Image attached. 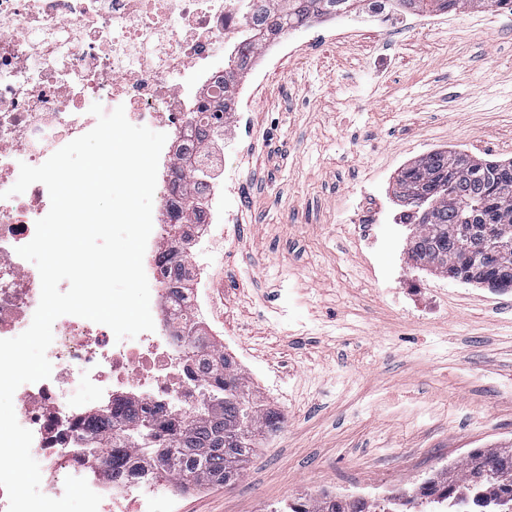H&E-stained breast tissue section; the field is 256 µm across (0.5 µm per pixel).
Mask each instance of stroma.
Masks as SVG:
<instances>
[{
	"mask_svg": "<svg viewBox=\"0 0 512 512\" xmlns=\"http://www.w3.org/2000/svg\"><path fill=\"white\" fill-rule=\"evenodd\" d=\"M282 54L239 102L243 186L233 254L216 253L224 302L253 324L241 348L278 372L267 398L282 429L242 476L178 497L176 512H273L329 488L411 490L437 462L512 448V292L418 270L392 187L437 149L512 159V14L449 15L425 30L340 29ZM384 205L383 248L367 261L348 218L361 190ZM404 267L441 294L416 323L381 270Z\"/></svg>",
	"mask_w": 512,
	"mask_h": 512,
	"instance_id": "obj_1",
	"label": "stroma"
}]
</instances>
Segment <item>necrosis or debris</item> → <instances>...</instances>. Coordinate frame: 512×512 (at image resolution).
Masks as SVG:
<instances>
[{
    "label": "necrosis or debris",
    "mask_w": 512,
    "mask_h": 512,
    "mask_svg": "<svg viewBox=\"0 0 512 512\" xmlns=\"http://www.w3.org/2000/svg\"><path fill=\"white\" fill-rule=\"evenodd\" d=\"M256 8L255 0H0V339L29 327L41 292L36 266L16 249L33 238L50 197L40 183L11 194L19 163L41 165L92 130L95 102L107 112L124 107L130 123L162 127L168 140L143 261L154 331L119 340L105 325L61 316L47 351L50 378L21 385L13 397L18 422L33 434L31 453L44 463L49 497L63 495L66 477H82L102 497L98 512H140L167 476L148 468L110 479L82 443L95 427L90 402L109 411L129 398L190 419L213 383L197 361L224 352L218 298L225 281L202 273L224 225L236 221L213 199L237 196L242 180L237 166L216 161L201 190L211 208L180 225L172 173L193 160L199 128L230 131V113L206 106L223 100L227 66L250 40ZM382 215L376 197L361 193L354 237L372 253Z\"/></svg>",
    "instance_id": "4bbe7bcc"
}]
</instances>
